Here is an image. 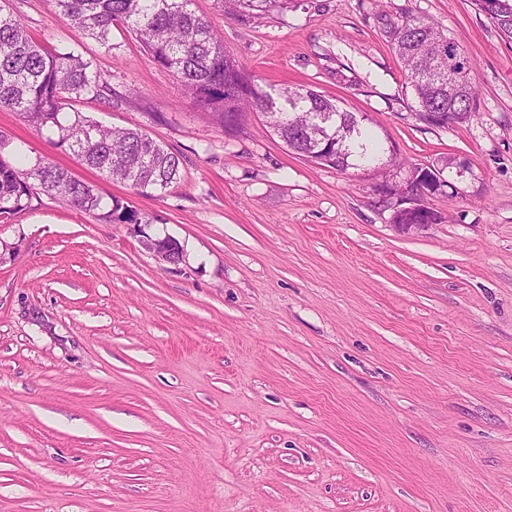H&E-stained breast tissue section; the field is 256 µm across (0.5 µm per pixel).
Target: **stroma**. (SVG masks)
<instances>
[{
  "label": "stroma",
  "instance_id": "1",
  "mask_svg": "<svg viewBox=\"0 0 512 512\" xmlns=\"http://www.w3.org/2000/svg\"><path fill=\"white\" fill-rule=\"evenodd\" d=\"M39 40L111 73L85 116L178 154L165 193L103 179L0 110L6 157L45 158L147 224L42 197L0 223V512H512V45L471 0H305L250 20L194 0L267 88L367 115L457 186L397 233L383 176L318 166L256 116L228 134L134 35ZM473 62L466 123L418 121L385 34L400 11ZM170 236L179 265L144 237Z\"/></svg>",
  "mask_w": 512,
  "mask_h": 512
}]
</instances>
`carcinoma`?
<instances>
[{"instance_id":"carcinoma-1","label":"carcinoma","mask_w":512,"mask_h":512,"mask_svg":"<svg viewBox=\"0 0 512 512\" xmlns=\"http://www.w3.org/2000/svg\"><path fill=\"white\" fill-rule=\"evenodd\" d=\"M0 0V109L16 113L55 147L74 155L106 179L124 183L138 193L164 191L181 179L180 157L138 127L110 128L79 112L69 113L84 99L112 103V74L73 52H61L33 39L20 16ZM53 10L79 37L112 47V26L134 34L156 64L172 71L185 92L213 121L227 131L239 128L248 113L259 114L276 129L293 154L314 164L373 167L398 164L374 130L336 100L312 89H261L256 76L224 47L211 22L192 8L194 0H49ZM495 0H472L504 40L512 43V12L493 10ZM224 13L259 19L298 7L299 0H218ZM407 87L422 120L438 117L456 124L467 122L478 92L471 81L473 63L465 58L466 73L454 63L462 53L457 43L428 22L408 13L388 31ZM447 61L440 78L419 79ZM50 196L73 209L87 212L102 224H150L121 198L103 201L99 188L43 158L19 168L0 154V223L32 209L41 196ZM439 224L441 215L428 207L397 215L399 224Z\"/></svg>"}]
</instances>
